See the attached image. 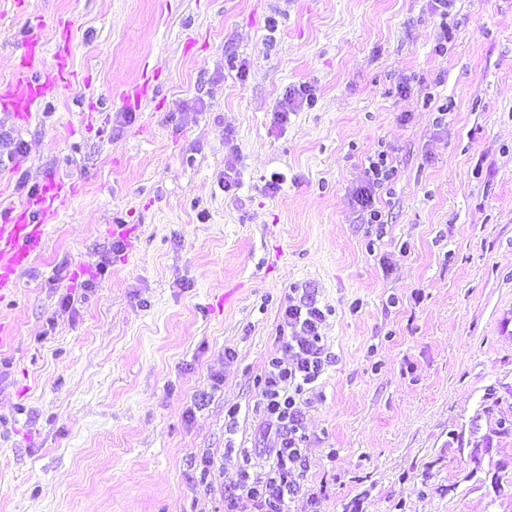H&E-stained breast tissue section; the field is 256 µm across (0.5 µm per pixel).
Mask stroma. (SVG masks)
Returning <instances> with one entry per match:
<instances>
[{
    "instance_id": "35a3bbf8",
    "label": "stroma",
    "mask_w": 512,
    "mask_h": 512,
    "mask_svg": "<svg viewBox=\"0 0 512 512\" xmlns=\"http://www.w3.org/2000/svg\"><path fill=\"white\" fill-rule=\"evenodd\" d=\"M32 40L73 78L0 111V220L79 192L0 301V512H224L296 288L332 359L291 512H512V0H0V85ZM364 178L355 192V199L362 211L367 212V223H381L382 213L375 207L374 188L378 187L384 179L393 174V169L387 168L384 155H379L377 160L368 159V166L364 168Z\"/></svg>"
}]
</instances>
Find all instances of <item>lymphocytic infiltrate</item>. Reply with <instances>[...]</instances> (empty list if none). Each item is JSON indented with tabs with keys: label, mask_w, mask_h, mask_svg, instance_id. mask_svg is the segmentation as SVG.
<instances>
[{
	"label": "lymphocytic infiltrate",
	"mask_w": 512,
	"mask_h": 512,
	"mask_svg": "<svg viewBox=\"0 0 512 512\" xmlns=\"http://www.w3.org/2000/svg\"><path fill=\"white\" fill-rule=\"evenodd\" d=\"M392 171L385 159L369 160L355 199L367 213V221L380 223L382 213L375 206L374 189ZM325 313L311 291L288 304L283 326L288 334L281 355L271 356L264 374L259 403L263 407L262 432L274 442V460L252 471H241L224 487V512H288V504L303 489L308 470L305 450L310 441L304 426L302 404L313 389L329 358L320 333Z\"/></svg>",
	"instance_id": "1"
}]
</instances>
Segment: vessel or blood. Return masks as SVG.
Wrapping results in <instances>:
<instances>
[{"instance_id": "obj_1", "label": "vessel or blood", "mask_w": 512, "mask_h": 512, "mask_svg": "<svg viewBox=\"0 0 512 512\" xmlns=\"http://www.w3.org/2000/svg\"><path fill=\"white\" fill-rule=\"evenodd\" d=\"M42 47L33 41L20 64L18 81L24 93L13 86L0 87V108L28 116L47 96L67 85L71 77L65 53H58V70L53 79L40 80L34 73L38 67ZM75 188L64 181H49L35 194L11 208L5 223L0 224V300L16 286L18 272L41 247L47 225L53 220L57 205L73 195Z\"/></svg>"}]
</instances>
